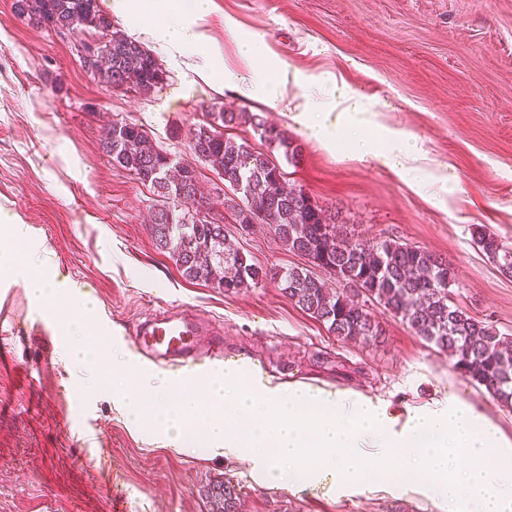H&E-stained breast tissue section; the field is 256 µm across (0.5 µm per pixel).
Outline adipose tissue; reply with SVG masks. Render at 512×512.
<instances>
[{
    "instance_id": "obj_1",
    "label": "adipose tissue",
    "mask_w": 512,
    "mask_h": 512,
    "mask_svg": "<svg viewBox=\"0 0 512 512\" xmlns=\"http://www.w3.org/2000/svg\"><path fill=\"white\" fill-rule=\"evenodd\" d=\"M210 5L211 0H192L190 8L182 12L174 8L170 0H151L147 5L142 0H112V11L122 17L151 11L156 20L141 29V36L167 53L181 55L205 42L201 22ZM269 66L277 72V80H267L251 68L231 74L230 79L241 96L262 101L271 108L281 104L287 85L302 88L308 83L302 73L286 64L273 60ZM364 112L362 94L348 84L336 82L320 108L305 105L293 120L309 138L329 149L336 145L337 130H352L353 135L346 144V157L357 160L374 157L400 176H409L408 161L417 151L412 135L388 129L378 138H371L361 131Z\"/></svg>"
}]
</instances>
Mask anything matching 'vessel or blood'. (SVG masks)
<instances>
[{
    "instance_id": "vessel-or-blood-1",
    "label": "vessel or blood",
    "mask_w": 512,
    "mask_h": 512,
    "mask_svg": "<svg viewBox=\"0 0 512 512\" xmlns=\"http://www.w3.org/2000/svg\"><path fill=\"white\" fill-rule=\"evenodd\" d=\"M136 353L149 362L194 367L201 352H222L223 343L210 337L205 320L197 315L179 319L159 315L137 326L131 338Z\"/></svg>"
}]
</instances>
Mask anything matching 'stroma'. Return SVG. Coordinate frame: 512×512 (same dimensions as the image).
Masks as SVG:
<instances>
[{
  "label": "stroma",
  "mask_w": 512,
  "mask_h": 512,
  "mask_svg": "<svg viewBox=\"0 0 512 512\" xmlns=\"http://www.w3.org/2000/svg\"><path fill=\"white\" fill-rule=\"evenodd\" d=\"M13 3L0 0V206L29 224L32 247L47 249L52 268L93 298L90 342L128 345L127 328L156 309L199 312L224 331L223 355L203 358L200 369L238 365L273 387L345 391L379 406L397 429L415 409L452 396L512 443V409L400 319L375 310L384 339L349 343L276 282L228 295L186 280L153 244L152 190L98 147L104 124L120 116L185 161L186 133L209 106L257 113L299 147L293 165L272 153L287 181L338 211L348 232L447 257L456 304L512 335V277L476 242L486 230L512 249V0H212L205 49L228 71L241 66L232 24L311 78L307 89L287 86L277 110L163 53L160 91L108 89L81 69L69 42L28 24ZM328 78L363 92L367 135L392 129L415 138L413 183L377 160L346 158L344 131L329 150L292 122L306 101L322 100ZM443 183L446 202L434 204ZM224 234L257 267L305 264L267 225L245 232L228 223ZM7 279L14 329L0 334V512H110L116 499L122 512H216L212 491L226 481L240 492V512H442L421 485L376 480L335 497L260 481L244 460L171 448L133 429L112 403L111 375L69 363L62 322L30 299L22 274ZM101 441L112 450L106 463L93 452ZM111 469L118 484L107 480Z\"/></svg>",
  "instance_id": "35a3bbf8"
}]
</instances>
